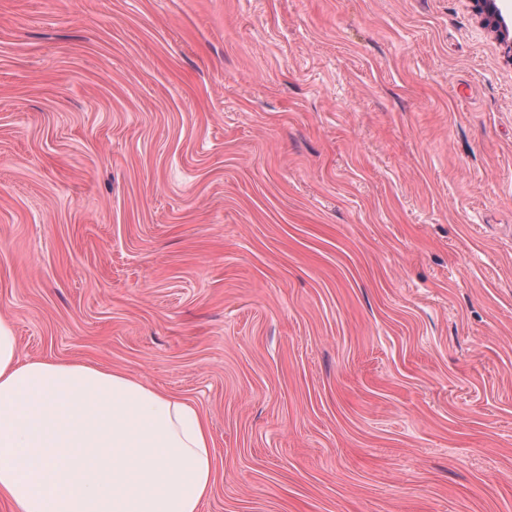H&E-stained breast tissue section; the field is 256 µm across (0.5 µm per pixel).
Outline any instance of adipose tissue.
Masks as SVG:
<instances>
[{
    "mask_svg": "<svg viewBox=\"0 0 512 512\" xmlns=\"http://www.w3.org/2000/svg\"><path fill=\"white\" fill-rule=\"evenodd\" d=\"M205 416L121 369L20 362L0 318V499L12 512H200Z\"/></svg>",
    "mask_w": 512,
    "mask_h": 512,
    "instance_id": "ef3b65f1",
    "label": "adipose tissue"
}]
</instances>
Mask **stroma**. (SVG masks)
I'll return each instance as SVG.
<instances>
[{
  "label": "stroma",
  "instance_id": "35a3bbf8",
  "mask_svg": "<svg viewBox=\"0 0 512 512\" xmlns=\"http://www.w3.org/2000/svg\"><path fill=\"white\" fill-rule=\"evenodd\" d=\"M0 317L192 401L201 512H512V55L470 0H0Z\"/></svg>",
  "mask_w": 512,
  "mask_h": 512
}]
</instances>
